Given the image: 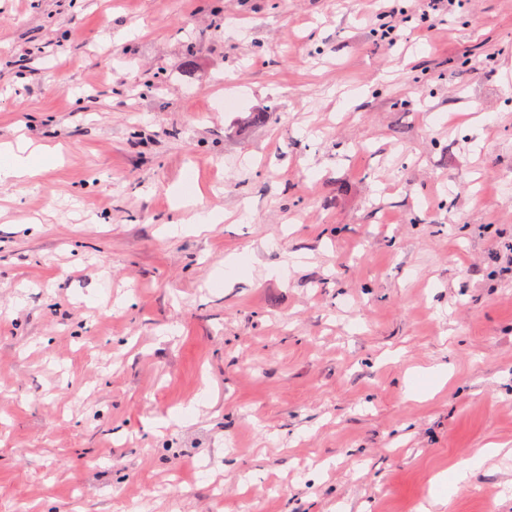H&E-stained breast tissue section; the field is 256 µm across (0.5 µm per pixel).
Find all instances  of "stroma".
Here are the masks:
<instances>
[{"label":"stroma","mask_w":512,"mask_h":512,"mask_svg":"<svg viewBox=\"0 0 512 512\" xmlns=\"http://www.w3.org/2000/svg\"><path fill=\"white\" fill-rule=\"evenodd\" d=\"M379 8L0 0V142L63 152L0 185V506L512 512V459L430 502L512 448V0ZM419 4L420 18L422 25L418 31L431 32L438 25L448 23L450 17L457 8L465 5L466 0H421ZM383 8L381 14L390 20L385 24L386 26L381 29L380 37L381 40H386L388 44L394 45L398 41V35L397 26L393 22L400 16L402 20L404 19L403 22L407 23L412 20V16L409 17L407 10L396 3L386 5ZM176 207L184 209L186 218L179 224H167L169 235H179L187 231L196 233L210 231L224 221V214L217 210L206 209L196 197L178 195ZM417 378H426L430 382L429 387L435 386L439 388L448 380V374L445 369L440 367L421 369L410 374L408 378H406L405 392L414 399L419 398L423 393L428 391V389L418 387L414 384V380ZM503 454L505 457L512 455V450H505L499 448L494 444H489L484 448L473 449L469 456L461 462L460 465L456 466L452 476V493L457 492L460 488L468 486L469 478L473 474V471L481 468L483 464L489 459Z\"/></svg>","instance_id":"stroma-1"}]
</instances>
